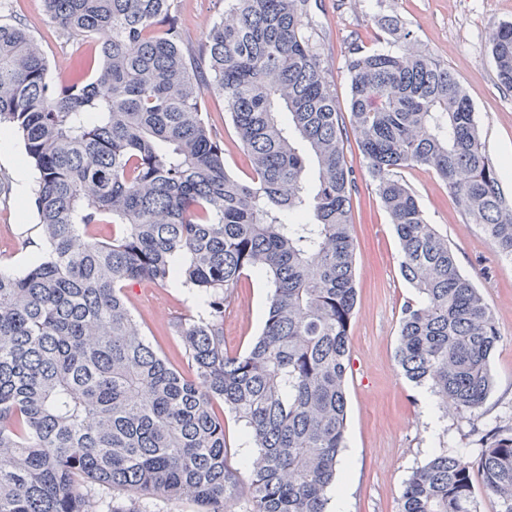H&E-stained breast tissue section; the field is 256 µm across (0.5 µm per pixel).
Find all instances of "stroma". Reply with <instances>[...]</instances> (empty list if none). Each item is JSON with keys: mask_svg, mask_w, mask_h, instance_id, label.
<instances>
[{"mask_svg": "<svg viewBox=\"0 0 512 512\" xmlns=\"http://www.w3.org/2000/svg\"><path fill=\"white\" fill-rule=\"evenodd\" d=\"M175 14L185 42L195 45L223 16L224 0H175ZM390 18L419 50L448 66L459 80L474 106L489 156L498 163L512 158V88L499 82L489 52L492 34L501 24L512 23V0H320L312 16L313 35L340 108L349 106V53L357 46L369 51L396 42L386 28ZM0 19L20 23L40 43L53 77L81 80L73 55L94 51L96 45L58 29L42 0H0ZM206 109L211 131L224 146L226 169L246 176L249 161L223 99L208 98ZM344 150L356 185L358 300L349 335L347 446L332 491L344 496L347 512H398L406 479L439 445L472 448L486 424L512 426V264L498 258L482 225L456 203L432 169L400 170L429 223L447 235L460 271L479 289L500 334L491 359L494 386L479 412L471 417L452 412L426 424L423 411L433 397L429 389L408 382L395 359L401 311L417 294L400 274L398 240L355 135H348ZM25 163L18 135L0 142V269L16 275L29 266L30 234L38 222L32 200H20L16 190L15 170ZM268 296L264 280L242 277L224 303L227 351H244L260 335ZM128 297L147 341L179 370H187L173 325L199 310L193 291L174 283H145L129 288Z\"/></svg>", "mask_w": 512, "mask_h": 512, "instance_id": "1", "label": "stroma"}]
</instances>
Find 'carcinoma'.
<instances>
[{"mask_svg": "<svg viewBox=\"0 0 512 512\" xmlns=\"http://www.w3.org/2000/svg\"><path fill=\"white\" fill-rule=\"evenodd\" d=\"M61 30L97 44L83 83L50 78L39 44L0 22V126L37 171L45 255L0 270V512H117L87 483L200 512H326L347 432L357 303L346 128L400 245L418 302L396 359L439 412L476 413L494 385L493 313L397 170L426 166L512 261V203L473 105L448 67L402 37L354 49L344 116L313 42L312 0H224V19L184 45L174 0H43ZM490 52L512 88V23ZM224 99L250 171L224 165L204 117ZM315 165L309 178L307 162ZM101 224L112 236L98 235ZM251 272L270 295L261 334L224 350V300ZM178 277L203 309L176 325L191 368L145 339L130 284ZM256 448L230 465L224 415ZM512 512V427L469 454L441 450L405 483L398 512H479L474 475Z\"/></svg>", "mask_w": 512, "mask_h": 512, "instance_id": "obj_1", "label": "carcinoma"}]
</instances>
